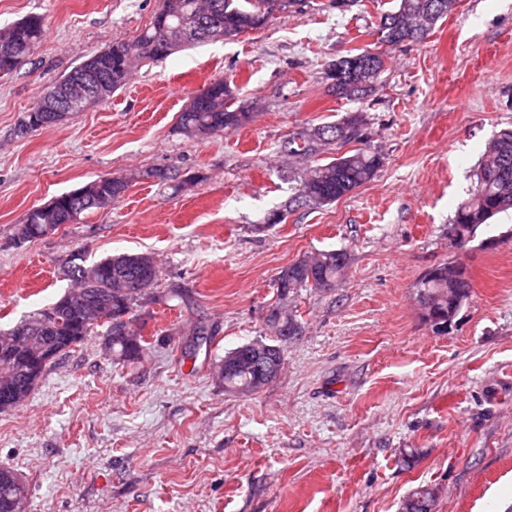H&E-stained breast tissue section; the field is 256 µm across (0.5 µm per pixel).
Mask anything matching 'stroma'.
Instances as JSON below:
<instances>
[{"label": "stroma", "instance_id": "stroma-1", "mask_svg": "<svg viewBox=\"0 0 512 512\" xmlns=\"http://www.w3.org/2000/svg\"><path fill=\"white\" fill-rule=\"evenodd\" d=\"M394 4L303 0L237 39L139 62L107 102L21 137L38 93L137 36L158 0H0V28L36 14L46 29L34 64L0 77V329L69 288L77 249L91 263L151 253L157 292L189 296L138 309L153 341L138 362L113 361L94 332L0 413V467L25 484L30 512H400L423 486L436 512H512V210L466 249L448 235L486 145L512 128V0H459L423 40L388 48L367 100L331 96L327 65L374 47ZM220 78L252 121L205 140L177 133ZM354 112L382 156L375 177L328 205L294 203L309 164L342 150L298 160L289 139ZM163 166L177 177H150ZM113 176L128 188L111 208L12 244L31 208ZM325 250L347 266L333 287L290 297L304 329L276 380L225 394V352L273 338L279 271ZM457 259L473 288L438 334L416 285Z\"/></svg>", "mask_w": 512, "mask_h": 512}]
</instances>
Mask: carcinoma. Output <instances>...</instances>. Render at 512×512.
Here are the masks:
<instances>
[{
    "label": "carcinoma",
    "mask_w": 512,
    "mask_h": 512,
    "mask_svg": "<svg viewBox=\"0 0 512 512\" xmlns=\"http://www.w3.org/2000/svg\"><path fill=\"white\" fill-rule=\"evenodd\" d=\"M162 5L151 22L133 40L117 41L63 74L57 82L69 80L80 72H91L108 85L104 97L92 104L103 103L128 81L134 63L145 59H162L172 51L200 43L240 35L265 26L275 13L301 0H161ZM457 0H398L383 13L376 26L378 43L398 46L408 36L424 39L430 29L447 17ZM45 35L42 17L31 15L13 25L0 28V77L9 75L29 63ZM385 67L384 53L368 48H352L347 54L330 63L325 70L328 90L340 100L363 101ZM235 91L230 82L218 79L206 89L202 98H192L178 117L179 131L195 138H205L247 122L250 113L234 107ZM48 110V102L38 95L23 113L18 132L25 136L42 129L31 123L33 116ZM367 121L354 113L336 124H324L288 141V153L307 156L322 143L344 146L358 142L362 147L343 153L325 164L310 168L297 188L294 201L305 205H326L350 194L371 181L382 165L381 156L367 147ZM477 186L472 196L456 208L452 223L465 230L479 229L495 215L512 208V130L500 132L488 145L476 173ZM88 195L74 201L71 193L57 196L55 207L49 211L32 210L23 223L14 228L12 240L19 245L46 236L47 227L58 231L72 223V215L106 208L127 190L120 178L94 180L85 185ZM147 253L108 256L86 264L85 253L78 250L67 259L64 274L82 293L83 301L67 306L66 296L43 307L13 328L0 331V392L7 390L11 400L0 404V413L18 407L30 395L49 366L44 363L35 370L32 355L27 349L30 339H40L48 345L53 357L82 343L98 327L106 328V346L112 359L132 363L144 351L148 342L136 325V308L158 301H178L187 296L177 288L159 296L155 285L159 267L151 265ZM347 254L341 250L325 251L303 258L282 269L275 280L278 305L267 315V325L281 340L283 330L302 334V323L296 312L286 310L283 303L302 289L321 290L333 286L336 276L346 267ZM448 264L430 269L418 284V293L425 296L433 309L445 317L457 312L448 305ZM279 371L261 372L258 365L240 364L233 371L220 373L224 393L254 394L272 383ZM15 499H28V491L20 478L10 469L0 468V512H8L7 504ZM404 512H435L433 489L421 487L402 505Z\"/></svg>",
    "instance_id": "1"
}]
</instances>
